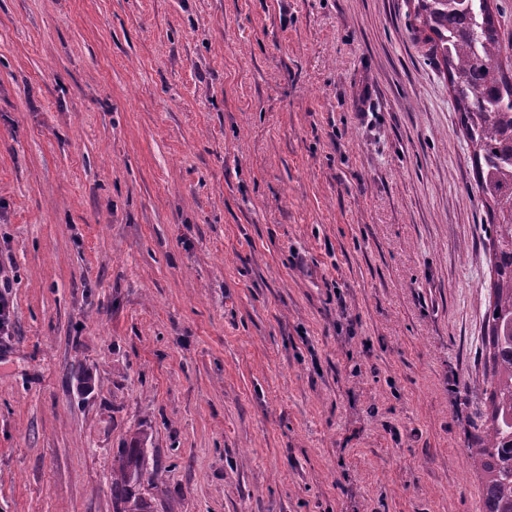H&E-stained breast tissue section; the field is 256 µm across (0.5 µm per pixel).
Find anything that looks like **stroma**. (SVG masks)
I'll list each match as a JSON object with an SVG mask.
<instances>
[{
    "mask_svg": "<svg viewBox=\"0 0 512 512\" xmlns=\"http://www.w3.org/2000/svg\"><path fill=\"white\" fill-rule=\"evenodd\" d=\"M414 0H0V512H482L487 210ZM122 448L117 459L115 479L112 475L114 512H148L136 491L144 467V451L138 443Z\"/></svg>",
    "mask_w": 512,
    "mask_h": 512,
    "instance_id": "1",
    "label": "stroma"
}]
</instances>
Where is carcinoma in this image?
Masks as SVG:
<instances>
[{"mask_svg":"<svg viewBox=\"0 0 512 512\" xmlns=\"http://www.w3.org/2000/svg\"><path fill=\"white\" fill-rule=\"evenodd\" d=\"M414 29L424 34L429 56L443 57L459 122L474 147L478 191L493 202L494 262L484 314L490 355L482 390L491 414L467 458L482 477L483 512H512V78L502 70L505 44L489 0H417ZM143 467L138 444L121 449L114 512H147L136 491Z\"/></svg>","mask_w":512,"mask_h":512,"instance_id":"1","label":"carcinoma"}]
</instances>
